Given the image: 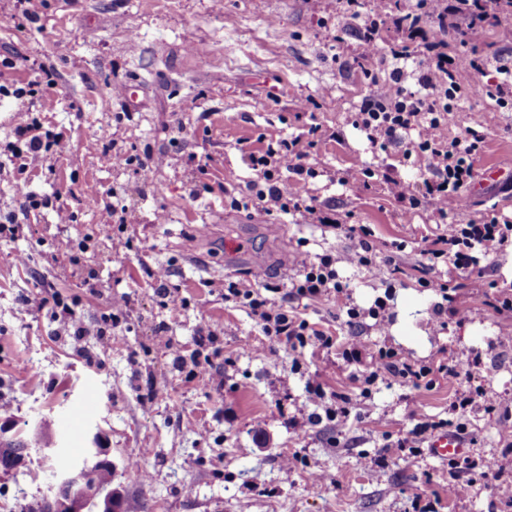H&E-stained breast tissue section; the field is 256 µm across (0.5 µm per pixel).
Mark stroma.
Here are the masks:
<instances>
[{
    "instance_id": "35a3bbf8",
    "label": "stroma",
    "mask_w": 512,
    "mask_h": 512,
    "mask_svg": "<svg viewBox=\"0 0 512 512\" xmlns=\"http://www.w3.org/2000/svg\"><path fill=\"white\" fill-rule=\"evenodd\" d=\"M363 24L336 0H0V55L17 58L16 68H0V84L22 85L46 69L55 79L35 100L0 99V147L28 109L69 142L62 156L0 169V215L17 214L19 223L15 239H0V427L38 431L40 449L77 463L101 443L117 467L123 512H512L497 493L512 484V451L503 446L512 438V313L490 305L495 284L512 283V242L484 260L485 287L459 291L462 317H440L441 296L421 282L458 273L422 253L444 230L435 205L407 215L383 182L341 183L346 170L364 166L413 187L427 175L424 158L405 159L400 144L380 152L351 123L370 93L358 65ZM480 50L489 62L462 72L463 86L512 68V12L499 13ZM132 79L145 92L136 111L114 94ZM314 122L322 137L306 196L347 226L368 225L374 251L395 264L379 278L337 264L347 295L302 309L335 344L298 356L225 301V280L249 285L261 271L265 284L283 288L298 275L301 253L339 256L358 241L292 215L239 212L225 198L246 193L254 179L244 155L258 136H295ZM476 122L486 133L478 172H512V110L470 98L442 134ZM132 155L160 159L151 179L128 164ZM20 181L56 197L57 209L23 214ZM204 183L211 190L202 194ZM89 185L122 210L124 224L103 223L99 209L83 203ZM467 200L470 214L512 219L511 186L490 183ZM61 210L72 222L59 223ZM395 241L405 249L392 251ZM21 254L29 266L17 263ZM160 266L171 271L181 310L164 308L152 286L148 273ZM90 278L96 288L85 287ZM388 289L384 327H348L347 307L369 308ZM58 299L82 320L81 340L56 313ZM113 303L125 315L105 336L101 317ZM208 334L215 341L206 352L224 372L220 386L191 373L197 340ZM358 340L366 352L391 348L418 366L467 361L470 372L430 389L384 374L365 398L342 357ZM314 381L326 404L339 395L355 403L345 426L311 423ZM465 391L475 401L461 416L463 456L496 459L498 468L486 477L460 471L468 489L454 497L447 463L425 449L413 455L384 445L410 437L418 422L447 418ZM91 396L97 411L66 428ZM486 396L495 410H486ZM381 457L385 466L371 468ZM47 480L38 452L0 472V512H24L46 495Z\"/></svg>"
}]
</instances>
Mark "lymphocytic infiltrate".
<instances>
[{"mask_svg": "<svg viewBox=\"0 0 512 512\" xmlns=\"http://www.w3.org/2000/svg\"><path fill=\"white\" fill-rule=\"evenodd\" d=\"M489 0H415L411 9H396L392 15L394 26L401 31L400 42L389 46L387 53L395 62L390 74H383L373 59L374 44L383 23V0H375L364 26L365 52L360 67L371 87V94L354 113L352 124L363 132L367 140L379 149L405 140V156L425 158L431 172L420 189H412L392 176L384 181L393 199L405 213H412L422 201H433L440 220L448 221L447 233L438 235L426 248L430 260L450 263L454 268L470 273H481V260L497 252L512 239V223L495 216L465 219L467 208L465 192L475 178L474 162L482 153L485 137L475 128H466L464 134L446 138L441 134L460 92L461 71H480L485 67L477 44L492 24ZM438 29H461L462 50L449 52L442 41L418 42L422 24ZM423 57L425 67L418 73L405 70L411 58ZM394 91H387V84ZM416 139H409V132ZM17 142L10 145L9 162L28 158L62 155L69 147L63 135L42 130L38 120L18 125ZM247 161L258 175L249 192L241 197H230L228 205L236 210H258L267 215L301 214L307 223L334 229L345 228L358 239L357 249L343 257L323 255L317 259L302 258L300 273L285 293L286 300L276 303L261 289L237 282H229L225 300L248 309L265 336L298 351L308 347L328 349L332 337L315 329L288 303L294 299L327 300L343 294L345 285L335 270L336 262L363 266L370 274L381 269L370 241L372 232L366 225L342 226L338 218L308 204L301 193L307 179L315 177L316 170L309 162V150L300 139H280L269 142L265 148L249 152ZM347 362L361 364L358 376L364 386H371L381 374H389L414 387L432 386L438 378L458 381L463 373L460 364L446 363L432 368L415 366L390 348H379L364 355L362 343H355L344 352Z\"/></svg>", "mask_w": 512, "mask_h": 512, "instance_id": "obj_1", "label": "lymphocytic infiltrate"}]
</instances>
